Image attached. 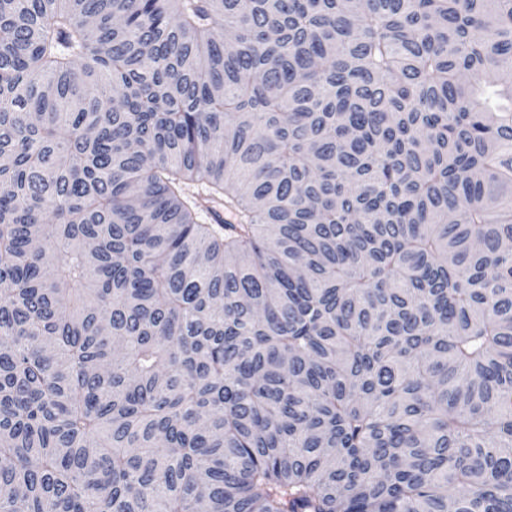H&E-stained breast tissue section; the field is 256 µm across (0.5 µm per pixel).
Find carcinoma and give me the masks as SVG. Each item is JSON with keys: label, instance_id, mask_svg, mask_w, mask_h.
I'll return each mask as SVG.
<instances>
[{"label": "carcinoma", "instance_id": "cac0c4a2", "mask_svg": "<svg viewBox=\"0 0 512 512\" xmlns=\"http://www.w3.org/2000/svg\"><path fill=\"white\" fill-rule=\"evenodd\" d=\"M0 512H512V0H0Z\"/></svg>", "mask_w": 512, "mask_h": 512}]
</instances>
